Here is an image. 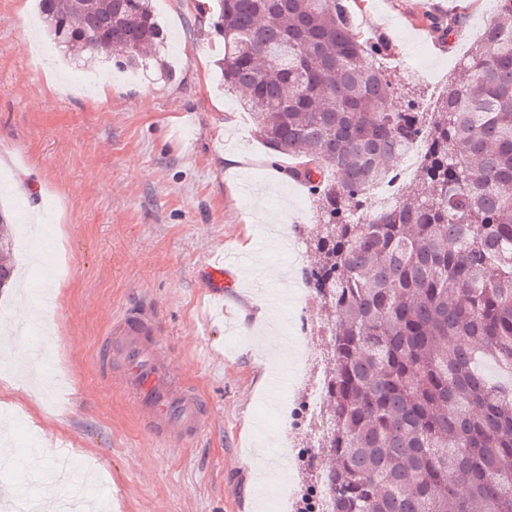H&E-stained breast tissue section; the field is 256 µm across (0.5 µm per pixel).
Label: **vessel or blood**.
<instances>
[{"instance_id":"1","label":"vessel or blood","mask_w":512,"mask_h":512,"mask_svg":"<svg viewBox=\"0 0 512 512\" xmlns=\"http://www.w3.org/2000/svg\"><path fill=\"white\" fill-rule=\"evenodd\" d=\"M163 323L158 308L138 300L116 318L102 343L101 362L117 358L116 383L132 400L146 429L171 446L196 439L205 429L208 408L177 373L160 344Z\"/></svg>"}]
</instances>
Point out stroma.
<instances>
[{"instance_id": "35a3bbf8", "label": "stroma", "mask_w": 512, "mask_h": 512, "mask_svg": "<svg viewBox=\"0 0 512 512\" xmlns=\"http://www.w3.org/2000/svg\"><path fill=\"white\" fill-rule=\"evenodd\" d=\"M166 34L168 70L133 76L107 60L71 61L48 40L37 0H0V207L19 238L47 251L52 277L29 266L30 293H0V339L43 309L58 388L39 390L19 368L0 372V458L40 447L37 468L0 471V512L16 494L46 502L68 496L49 477L55 457L74 454L97 473L107 512H295L312 485L290 446L309 448L303 418L279 419L281 400L298 397L309 374L292 351L275 354L270 336L296 333L288 243H274L264 216L295 225L305 242L317 221L308 187L288 177L294 158L272 155L224 94L207 22L193 0H154ZM356 22L385 36L398 64L389 69L398 100L424 109L445 90L467 54L469 36L493 20V0H360ZM456 16L454 42L439 19ZM245 155L238 170L224 156ZM230 257L233 288L212 295L207 264ZM160 310V341L183 379L209 405L211 421L188 447L147 433L132 402L98 364L116 315L138 297ZM266 302V320L250 314ZM267 446L278 494L254 479L251 451Z\"/></svg>"}]
</instances>
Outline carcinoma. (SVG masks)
<instances>
[{
	"mask_svg": "<svg viewBox=\"0 0 512 512\" xmlns=\"http://www.w3.org/2000/svg\"><path fill=\"white\" fill-rule=\"evenodd\" d=\"M224 91L318 196L307 287L332 314L331 432L319 479L338 512H512V0L461 59L434 111L390 105L349 0H212ZM75 55L147 66L165 37L150 0H39ZM426 140L407 198L375 218L363 192ZM0 211V288L15 227Z\"/></svg>",
	"mask_w": 512,
	"mask_h": 512,
	"instance_id": "carcinoma-1",
	"label": "carcinoma"
}]
</instances>
